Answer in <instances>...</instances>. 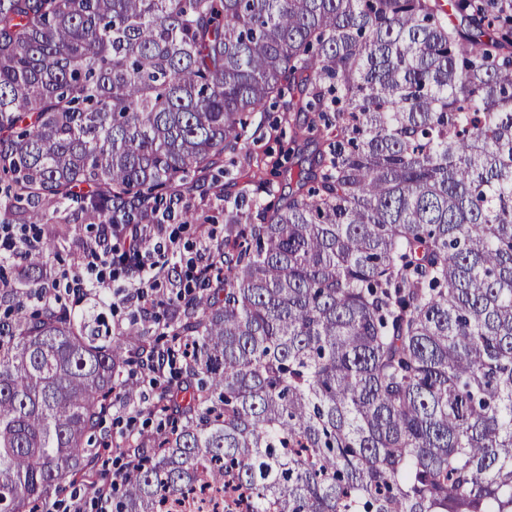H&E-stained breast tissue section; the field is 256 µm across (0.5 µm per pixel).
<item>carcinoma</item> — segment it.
Masks as SVG:
<instances>
[{
  "instance_id": "obj_1",
  "label": "carcinoma",
  "mask_w": 512,
  "mask_h": 512,
  "mask_svg": "<svg viewBox=\"0 0 512 512\" xmlns=\"http://www.w3.org/2000/svg\"><path fill=\"white\" fill-rule=\"evenodd\" d=\"M438 0H0V225L135 224L213 174L282 93L321 138L297 191L236 224L171 338L180 425L112 512L204 482L247 512H512V36ZM0 512H39L112 447L126 347L3 284Z\"/></svg>"
}]
</instances>
